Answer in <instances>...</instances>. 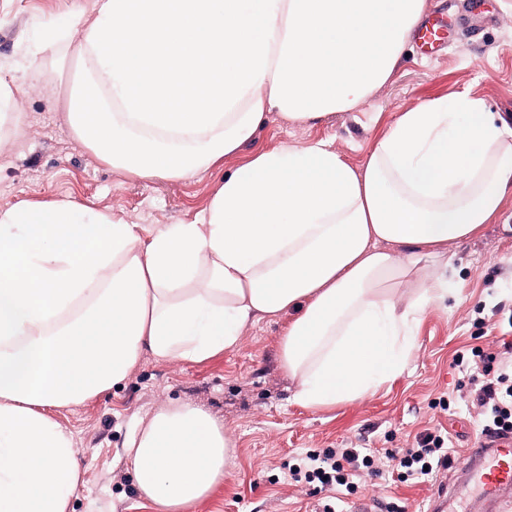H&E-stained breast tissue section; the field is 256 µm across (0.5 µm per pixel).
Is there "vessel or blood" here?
Masks as SVG:
<instances>
[{
  "mask_svg": "<svg viewBox=\"0 0 512 512\" xmlns=\"http://www.w3.org/2000/svg\"><path fill=\"white\" fill-rule=\"evenodd\" d=\"M424 54L437 52L447 41V24L432 19L414 33ZM472 467L468 482L477 488L488 512H512V436L483 437L471 451Z\"/></svg>",
  "mask_w": 512,
  "mask_h": 512,
  "instance_id": "b4317fda",
  "label": "vessel or blood"
}]
</instances>
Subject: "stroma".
Returning <instances> with one entry per match:
<instances>
[{
  "label": "stroma",
  "instance_id": "obj_1",
  "mask_svg": "<svg viewBox=\"0 0 512 512\" xmlns=\"http://www.w3.org/2000/svg\"><path fill=\"white\" fill-rule=\"evenodd\" d=\"M93 8L94 0H0V74L21 88L20 131L0 148V207L67 198L148 232L158 224L193 221L225 173L260 149L323 142L356 167L400 113L464 94L512 124V0H487L478 21L470 17L467 0H427L426 17L446 18L450 27L441 56L429 58L408 45L387 85L354 110L303 126L273 113L255 140L220 166L187 180L141 181L84 148L62 118L77 64L66 54V41L47 50L45 33L63 26L69 39L78 38L71 20ZM31 56L41 63L40 75L22 67ZM448 261L457 294L426 311L403 372L364 398L325 410L293 401L292 383L279 366V337L288 322L282 314L249 322L237 347L200 362L143 355L111 391L54 409L72 432L85 469L73 512H150L124 448L134 422L170 401L208 408L236 442L223 486L187 512H321L327 503L336 512H352L367 499L379 500L389 512H426L438 484L459 480L469 448L481 439L474 410L458 399L468 377L454 359L512 331V199L479 236L450 246ZM437 428L449 436L452 463L427 482L395 481L384 466L364 474L356 492L332 500L284 479L307 453L355 447L382 456Z\"/></svg>",
  "mask_w": 512,
  "mask_h": 512
}]
</instances>
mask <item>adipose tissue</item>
<instances>
[{
	"mask_svg": "<svg viewBox=\"0 0 512 512\" xmlns=\"http://www.w3.org/2000/svg\"><path fill=\"white\" fill-rule=\"evenodd\" d=\"M426 0H95L77 15L65 123L103 162L186 180L250 143L270 113L305 125L354 109L396 69ZM512 195V127L458 95L403 112L360 167L324 143L254 152L206 210L149 235L61 199L0 208V512H71L84 483L50 413L122 383L143 355L201 361L253 319L291 313L279 365L329 408L399 375L414 327L452 295L448 247ZM223 420L171 402L126 456L152 512L221 485Z\"/></svg>",
	"mask_w": 512,
	"mask_h": 512,
	"instance_id": "obj_1",
	"label": "adipose tissue"
}]
</instances>
